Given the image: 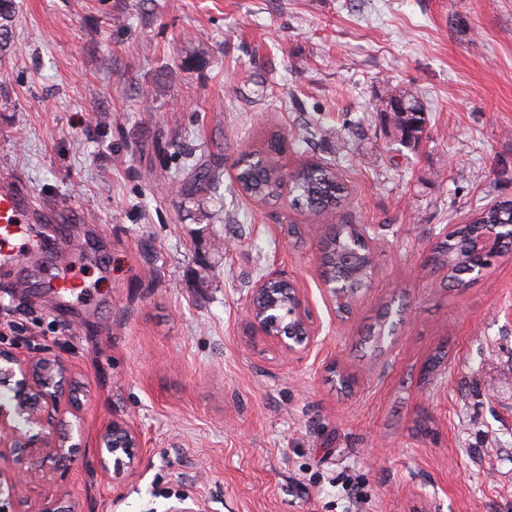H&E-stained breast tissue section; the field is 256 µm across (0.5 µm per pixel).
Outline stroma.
I'll return each mask as SVG.
<instances>
[{
  "label": "stroma",
  "instance_id": "stroma-1",
  "mask_svg": "<svg viewBox=\"0 0 512 512\" xmlns=\"http://www.w3.org/2000/svg\"><path fill=\"white\" fill-rule=\"evenodd\" d=\"M17 2L0 176L32 202L30 237L61 213L76 247L0 274V350L64 357L81 394L52 417L71 465L13 512L62 491L81 512H512V256L461 287L428 259L512 200V0ZM394 88L429 111L418 149L375 110ZM274 133L285 172L334 165L347 201L313 222L243 193L233 164ZM205 165L218 188L195 183ZM329 224L360 225L374 257L347 316L321 281ZM276 273L312 313L298 355L245 331ZM114 421L140 448L110 477ZM98 462L104 472L109 470V460L115 456V464L120 463V456L125 455L130 463H134L137 448L140 447L139 436L127 423L114 421L108 424L99 439Z\"/></svg>",
  "mask_w": 512,
  "mask_h": 512
}]
</instances>
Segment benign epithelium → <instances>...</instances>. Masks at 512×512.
<instances>
[{"label":"benign epithelium","mask_w":512,"mask_h":512,"mask_svg":"<svg viewBox=\"0 0 512 512\" xmlns=\"http://www.w3.org/2000/svg\"><path fill=\"white\" fill-rule=\"evenodd\" d=\"M271 281L266 278L254 288L248 309V325L256 336L275 340L288 354H300L307 350L315 337L311 314L300 288H295L291 302H273L261 307L256 302L259 292ZM275 312L283 321L300 320L306 327V335L295 343L288 337L268 329L267 315ZM69 375L68 365L61 359L40 356L25 357L13 352L0 351V386L11 387L9 401L0 399V458L11 454V466L0 468V496L7 501L18 494L46 470L66 468L71 458L69 439L49 428L50 412L58 411L64 397V378ZM39 429L30 435L33 429ZM139 436L127 423L114 421L108 424L99 439L98 462L103 471L109 470V460L120 463L124 455L134 462ZM38 512H78L75 502L67 494L45 498Z\"/></svg>","instance_id":"1"}]
</instances>
